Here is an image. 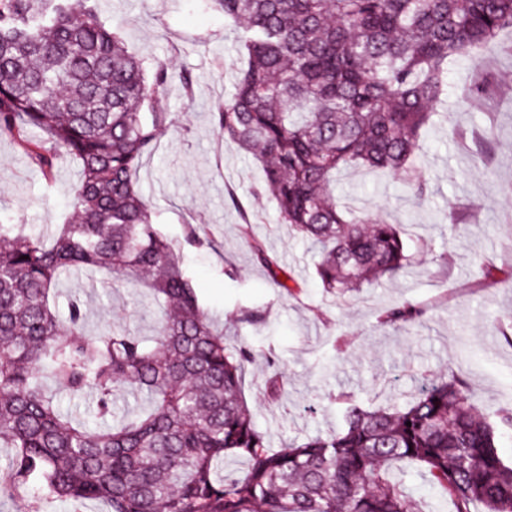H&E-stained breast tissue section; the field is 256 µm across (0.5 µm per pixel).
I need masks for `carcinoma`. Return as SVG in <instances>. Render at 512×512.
Here are the masks:
<instances>
[{
  "label": "carcinoma",
  "mask_w": 512,
  "mask_h": 512,
  "mask_svg": "<svg viewBox=\"0 0 512 512\" xmlns=\"http://www.w3.org/2000/svg\"><path fill=\"white\" fill-rule=\"evenodd\" d=\"M209 2L242 32L214 128L255 157L281 222L317 246L322 288L344 297L398 275L411 262L402 226L343 209L336 176L380 170L424 201L417 149L448 66L512 30V0ZM171 79L106 27L98 0H0V137L49 179L65 156L80 167L72 216L49 237L0 224V448L13 449L0 496L36 487L107 512H411L398 476L417 465L454 512H512V461L498 450L512 408L489 422L453 375L421 377L402 407L351 404L342 429L269 447L242 393L251 352L200 307L135 179L170 121L157 103ZM253 253L292 293L291 274L260 244ZM73 272L163 299L155 335L89 336L76 300L60 315ZM423 315L402 305L380 323ZM54 387L94 394L102 418L120 387L142 403L90 427ZM230 462L246 468L226 473Z\"/></svg>",
  "instance_id": "cac0c4a2"
}]
</instances>
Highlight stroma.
I'll use <instances>...</instances> for the list:
<instances>
[{
    "label": "stroma",
    "instance_id": "obj_1",
    "mask_svg": "<svg viewBox=\"0 0 512 512\" xmlns=\"http://www.w3.org/2000/svg\"><path fill=\"white\" fill-rule=\"evenodd\" d=\"M106 26L129 49L164 63L175 80L159 100L172 123L137 172L153 204V221L180 255L200 305L234 319L229 342L247 346L244 392L270 447L343 424L331 395L379 407L404 403L422 375L452 374L468 387L489 421L512 405V33L448 74L441 118L418 149L429 188L416 204L405 184L380 172L351 169L336 183L346 206L405 224L411 263L392 280L340 300L315 276L316 249L281 224L275 201L257 194L261 169L250 154L224 143L212 114L233 90L239 31L208 0H100ZM191 75L194 99L184 98L178 75ZM483 95L465 99L467 89ZM79 166L61 160L53 177L14 142L0 137V222L52 229L72 211ZM200 224L210 243L184 242ZM289 270L302 288L288 296L253 257L252 241ZM498 269L496 279L485 265ZM80 298L88 334L117 328L138 336L156 314L133 304L129 288L112 283L100 306L88 281L71 282L57 305ZM421 307L420 322L380 326L396 305ZM259 314L255 323L241 321ZM288 386L271 401L266 382Z\"/></svg>",
    "mask_w": 512,
    "mask_h": 512
}]
</instances>
